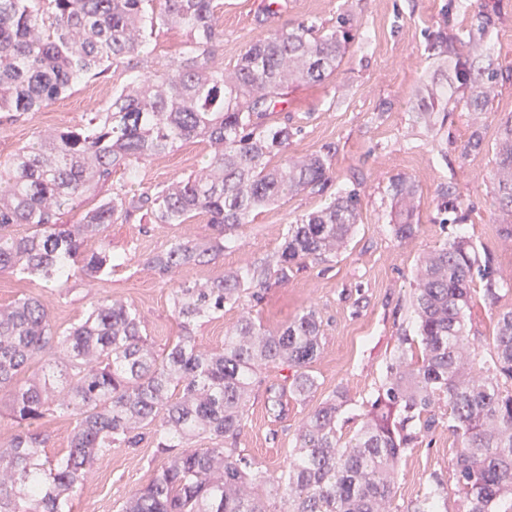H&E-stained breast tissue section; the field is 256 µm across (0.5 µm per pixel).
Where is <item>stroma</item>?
<instances>
[{
    "label": "stroma",
    "instance_id": "stroma-1",
    "mask_svg": "<svg viewBox=\"0 0 512 512\" xmlns=\"http://www.w3.org/2000/svg\"><path fill=\"white\" fill-rule=\"evenodd\" d=\"M467 12L449 14L448 0H214L215 16L224 31L216 62L232 69L244 49L279 28L303 20L329 27L337 14L349 15L361 32L336 71L322 83H295L285 89L271 121L299 130L289 154L303 156L332 146V190H356L361 197L358 229L346 250L321 263H308L288 282L270 281L260 303L225 308L222 316L195 329L200 348L219 349L224 334L243 314L273 330L306 308L321 321V350L311 365L317 380L306 398L289 400L284 416L270 413L263 392L251 398L248 418L235 446L272 474L287 469L295 455V438L308 414L335 392L347 400L339 421L342 438L359 428L365 404L380 385L397 338L411 329L410 300L416 267L429 251L449 238H469L478 252L497 260L512 279V237L499 234L504 217L495 196L494 147L500 124L512 113V0H473ZM491 23L480 52L466 38L476 25L477 10ZM455 25L461 53L476 67L499 71L484 107L471 95L448 105L443 126L430 129L417 119L418 90L423 83L447 82L448 66L435 63L428 36ZM125 80L121 68L109 78L88 79L37 112L11 117L0 112V160L26 145L36 132L61 130L79 123L84 113L103 109ZM480 134V150L465 152L472 134ZM209 153L205 143L191 141L155 157L140 172L142 186L169 184L200 171ZM411 178L418 229L396 238L391 222L390 184ZM456 196L469 214L466 223H443L440 204ZM328 195L299 193L255 212L238 228L231 244L211 261L182 267L163 280L143 264L145 255L166 250L177 239L203 242L213 230L206 217L184 224H112L105 231L123 266L99 279L73 276L64 291L43 288L27 276L0 273V306L25 294L40 296L56 327L77 323L98 301L117 299L140 315L144 333L163 351L182 333L171 304V290L182 282L222 278L225 273L271 259L283 243L289 224L328 202ZM457 442L447 431L421 435L402 458L395 476L389 512H413L431 476H440L449 501L457 495L452 480ZM166 453L144 442L131 450L114 447L101 455L84 484L71 497L70 512H122L131 494L145 487L164 467Z\"/></svg>",
    "mask_w": 512,
    "mask_h": 512
}]
</instances>
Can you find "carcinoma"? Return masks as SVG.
I'll return each mask as SVG.
<instances>
[{
  "instance_id": "cac0c4a2",
  "label": "carcinoma",
  "mask_w": 512,
  "mask_h": 512,
  "mask_svg": "<svg viewBox=\"0 0 512 512\" xmlns=\"http://www.w3.org/2000/svg\"><path fill=\"white\" fill-rule=\"evenodd\" d=\"M214 0H0V112L21 116L50 105L88 77L112 66L126 83L100 112L60 131L39 132L0 162V272H18L61 288L75 274L100 278L121 265L103 233L110 224H185L203 215L215 240L176 241L146 259L161 278L224 251L251 215L290 195L322 194L331 182L330 147L301 158L285 152L293 132L269 123L280 91L293 83L333 76L356 31L344 14L325 28L314 21L275 30L245 49L230 72L215 66L224 34ZM178 27L180 57L150 72L148 32ZM453 27L430 39L434 55L454 59L457 88L475 82L471 61L457 53ZM426 125L448 111V98L429 88ZM199 140L210 147L196 174L163 187L141 186L139 173L154 156ZM499 206L512 214V114L495 147ZM128 183L101 194L112 173ZM417 185L391 184L398 238L416 232ZM96 203L86 209L89 199ZM84 209L76 224L59 217ZM448 220H467L453 195L441 204ZM360 216V197L343 188L333 199L288 225L273 259L172 291L182 336L157 354L137 310L118 300L96 303L77 323L57 328L37 296L0 308V395L8 396L17 427L0 443V512H69L91 462L114 446L138 448L147 439L169 454L165 467L126 502L123 512H386L395 471L419 434L446 428L457 441L453 473L457 512H512V309L497 313L489 363L474 369L468 328L476 294L490 306L507 282L489 253L462 236L447 240L418 266L411 309L416 335L397 338L381 385L367 401L361 425L341 441L345 406L338 393L307 416L288 469L272 477L233 448L255 390L268 410L284 412L285 398L312 393L310 364L320 350L321 323L313 309L274 332L244 316L227 331L224 347L203 350L196 323L224 314L249 296L257 301L274 278L287 281L308 260L323 262L346 248ZM28 227L25 235L13 228ZM95 240L92 248L88 242ZM481 288H476V285ZM65 353L60 369L45 358ZM44 359L42 374L20 384L18 374ZM284 362L290 384H267L260 368ZM55 413L74 420L70 448L52 460L40 422ZM199 438L212 448H193ZM433 475L414 512L447 507Z\"/></svg>"
}]
</instances>
